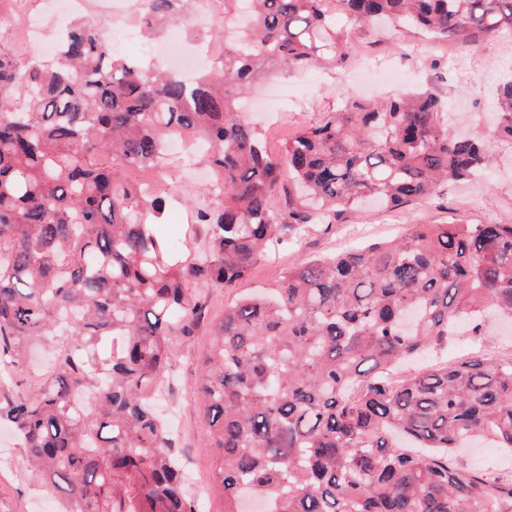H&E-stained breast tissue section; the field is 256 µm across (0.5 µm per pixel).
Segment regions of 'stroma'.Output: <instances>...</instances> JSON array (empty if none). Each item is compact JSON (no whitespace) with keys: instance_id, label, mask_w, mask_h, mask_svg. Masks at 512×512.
<instances>
[{"instance_id":"35a3bbf8","label":"stroma","mask_w":512,"mask_h":512,"mask_svg":"<svg viewBox=\"0 0 512 512\" xmlns=\"http://www.w3.org/2000/svg\"><path fill=\"white\" fill-rule=\"evenodd\" d=\"M336 27L348 40L360 42L362 58L326 60L304 72L270 65L253 88L255 99L279 87L290 93L275 112L256 109L250 113L270 152L280 153L295 131L319 121L325 113L340 110L347 99H377L403 92L434 93L444 103L449 132L480 135L493 108L496 86L512 78V63L501 58L496 36L469 48L453 37L433 44L428 36L411 29L360 28L341 15ZM493 152L496 163L486 175L449 183L436 203L411 201L391 209L366 203L343 214L331 230L315 228L302 243L284 245L261 259L233 287L209 292L204 322L171 346L172 383L166 395L174 407L175 450L186 474L195 478L192 490L196 502L203 505L202 512H224V492L212 473L215 452L197 403V362L209 347L211 323L221 321L225 306L237 297L271 286L283 269L355 245V238L349 235L354 227L367 228L364 240L369 243L402 236L413 224H453L461 219L474 224H512V145L495 143ZM181 184L156 230L162 235L180 233L181 257L189 260L206 245L205 229L192 223L187 204L188 199L200 195L202 169H184ZM474 191L480 198L475 211L466 204ZM0 512H59L57 500L27 471L23 448L5 428L0 429Z\"/></svg>"}]
</instances>
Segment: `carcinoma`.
Here are the masks:
<instances>
[{"label":"carcinoma","instance_id":"cac0c4a2","mask_svg":"<svg viewBox=\"0 0 512 512\" xmlns=\"http://www.w3.org/2000/svg\"><path fill=\"white\" fill-rule=\"evenodd\" d=\"M186 4L140 0L141 20L179 21ZM338 13L463 43L512 30V0H224V65L190 81L115 55L89 21L51 64L0 47V364L22 369L37 345L54 356L34 390L0 397V422L63 512H196L156 401L204 291L364 197L431 199L512 143L510 81L478 138L448 135L436 95L402 94L349 101L270 154L241 99L267 62L352 54ZM186 138L212 183L193 208L206 248L181 262L153 225L180 185L170 143ZM129 167L164 180L134 184ZM492 310L512 315V224L464 221L320 255L225 307L197 388L224 512L245 496L266 512H512V476L456 460L476 436L512 455V358L480 350L389 376Z\"/></svg>","mask_w":512,"mask_h":512}]
</instances>
